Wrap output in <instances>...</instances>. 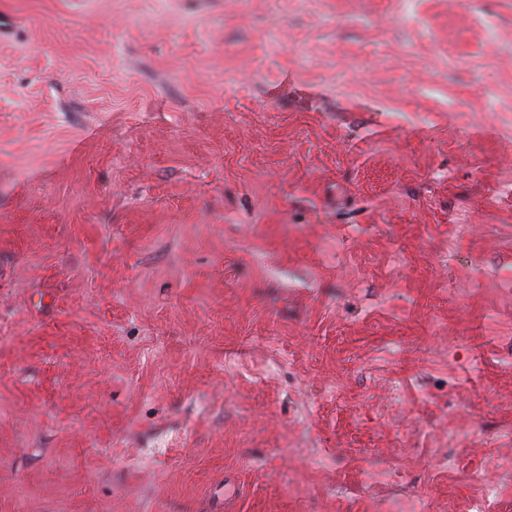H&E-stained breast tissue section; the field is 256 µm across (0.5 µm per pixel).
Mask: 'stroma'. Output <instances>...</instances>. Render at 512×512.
I'll return each instance as SVG.
<instances>
[{
  "label": "stroma",
  "mask_w": 512,
  "mask_h": 512,
  "mask_svg": "<svg viewBox=\"0 0 512 512\" xmlns=\"http://www.w3.org/2000/svg\"><path fill=\"white\" fill-rule=\"evenodd\" d=\"M0 512H512V0H0Z\"/></svg>",
  "instance_id": "35a3bbf8"
}]
</instances>
